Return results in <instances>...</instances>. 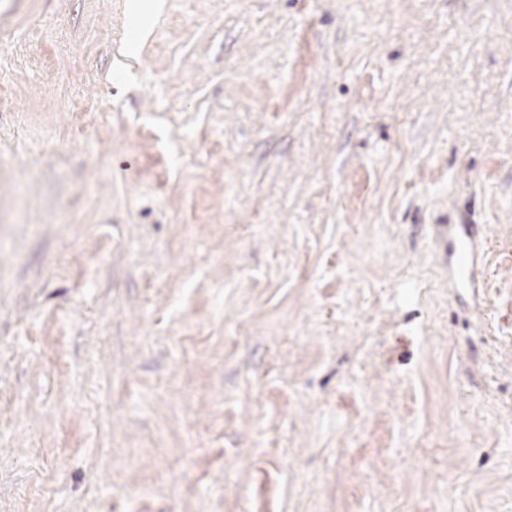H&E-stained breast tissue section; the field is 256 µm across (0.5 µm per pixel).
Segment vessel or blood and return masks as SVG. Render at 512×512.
Wrapping results in <instances>:
<instances>
[{
	"label": "vessel or blood",
	"instance_id": "1",
	"mask_svg": "<svg viewBox=\"0 0 512 512\" xmlns=\"http://www.w3.org/2000/svg\"><path fill=\"white\" fill-rule=\"evenodd\" d=\"M438 274L455 297L470 300L475 314L485 310L491 241L487 226L441 224L437 227Z\"/></svg>",
	"mask_w": 512,
	"mask_h": 512
}]
</instances>
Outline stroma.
<instances>
[{
    "instance_id": "35a3bbf8",
    "label": "stroma",
    "mask_w": 512,
    "mask_h": 512,
    "mask_svg": "<svg viewBox=\"0 0 512 512\" xmlns=\"http://www.w3.org/2000/svg\"><path fill=\"white\" fill-rule=\"evenodd\" d=\"M130 2L0 0V512H512V0ZM436 255L438 274L457 298L473 303L481 316L485 310L491 241L487 225L439 224Z\"/></svg>"
}]
</instances>
